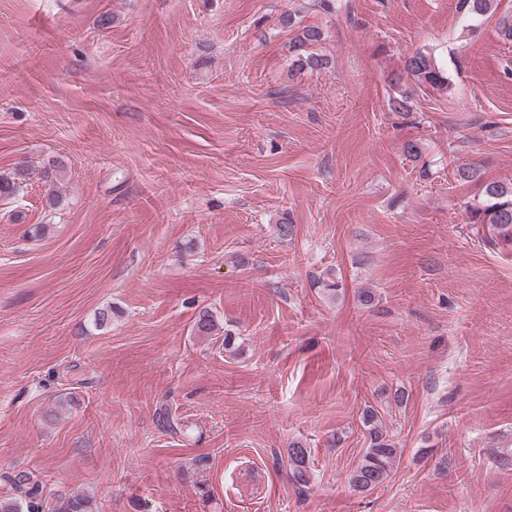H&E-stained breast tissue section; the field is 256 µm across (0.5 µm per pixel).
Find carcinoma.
I'll use <instances>...</instances> for the list:
<instances>
[{
  "instance_id": "cac0c4a2",
  "label": "carcinoma",
  "mask_w": 512,
  "mask_h": 512,
  "mask_svg": "<svg viewBox=\"0 0 512 512\" xmlns=\"http://www.w3.org/2000/svg\"><path fill=\"white\" fill-rule=\"evenodd\" d=\"M456 12L470 20L496 18L497 34L512 43V14L499 12L498 0H456ZM323 39L322 31L314 26L301 28L290 41L289 52L292 66L298 70H318L327 65V59L312 51ZM403 70L412 76L424 90L444 92L450 88L448 77L428 54L417 51L404 60ZM457 180L475 181L481 185L482 198L470 207L473 224L488 227L500 241H512V183L485 180L480 170L471 164L457 169ZM27 173L15 170L0 174V199L17 196ZM216 328L214 315L207 309L199 312L193 331L198 335L210 334ZM363 425L367 430L368 445L354 468L350 483L360 492H371L390 477L397 462L398 449L392 438L384 432L377 410L366 407ZM309 450L301 442L293 443L288 452V463L295 484L305 486L310 481L308 466ZM0 481L8 486V494L0 498V512H96L95 500L83 493H65L48 499L43 495L41 484L25 470H14L0 475Z\"/></svg>"
}]
</instances>
